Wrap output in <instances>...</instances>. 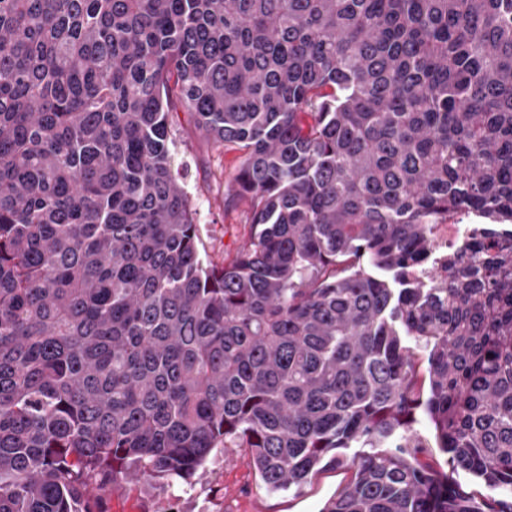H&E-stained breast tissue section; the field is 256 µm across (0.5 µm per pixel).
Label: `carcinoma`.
<instances>
[{"label": "carcinoma", "mask_w": 512, "mask_h": 512, "mask_svg": "<svg viewBox=\"0 0 512 512\" xmlns=\"http://www.w3.org/2000/svg\"><path fill=\"white\" fill-rule=\"evenodd\" d=\"M181 112L239 152L220 263ZM420 413L512 495V0H0V512L217 448L345 470L319 512H512ZM475 218H464L461 224H436L434 228V245L437 251H448V245L456 243L458 240L468 235V227L465 224H474ZM452 477L459 485H461V487L465 491L472 493L476 496H492L496 498L502 497L500 491L490 490L489 488L486 487V485L481 479L475 477L474 475L468 472L459 470L458 473L453 474Z\"/></svg>", "instance_id": "cac0c4a2"}]
</instances>
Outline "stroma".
Here are the masks:
<instances>
[{"mask_svg": "<svg viewBox=\"0 0 512 512\" xmlns=\"http://www.w3.org/2000/svg\"><path fill=\"white\" fill-rule=\"evenodd\" d=\"M171 136L179 158L188 165L182 185L196 210L202 255L222 260L249 229L244 205L224 204L225 184L235 171L237 153L208 143L185 121L172 127ZM344 482V471L328 468L315 473L302 494L271 493L262 486L244 449H220L192 483L128 482L113 488L110 506L111 512H319Z\"/></svg>", "mask_w": 512, "mask_h": 512, "instance_id": "1", "label": "stroma"}]
</instances>
